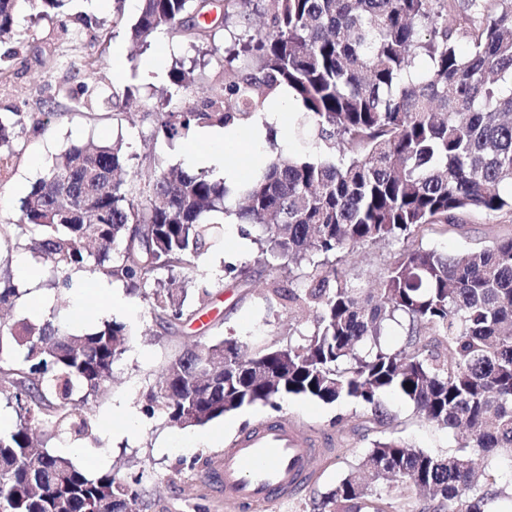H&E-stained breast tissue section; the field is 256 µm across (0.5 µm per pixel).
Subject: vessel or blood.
Instances as JSON below:
<instances>
[{
  "label": "vessel or blood",
  "instance_id": "vessel-or-blood-1",
  "mask_svg": "<svg viewBox=\"0 0 512 512\" xmlns=\"http://www.w3.org/2000/svg\"><path fill=\"white\" fill-rule=\"evenodd\" d=\"M315 444L288 421L265 422L240 436L212 470L226 499L262 502L305 483Z\"/></svg>",
  "mask_w": 512,
  "mask_h": 512
}]
</instances>
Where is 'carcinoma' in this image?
Returning a JSON list of instances; mask_svg holds the SVG:
<instances>
[{
	"mask_svg": "<svg viewBox=\"0 0 512 512\" xmlns=\"http://www.w3.org/2000/svg\"><path fill=\"white\" fill-rule=\"evenodd\" d=\"M112 25L144 46L164 31L195 43L262 18L263 29L231 40L222 83L199 103L157 113L173 141L193 126L240 125L280 102L300 104L315 157L280 151L229 185L185 170L128 176L120 143L88 140L66 150L22 201L0 235V308L21 297L9 271L28 249L67 292L90 275L145 290L156 322L192 318L211 292L186 275L202 253L224 245V217L247 224L257 261L293 277L266 300L312 323L300 340L244 353L235 337L197 342L165 367L143 412L181 427L246 406L273 410L288 396L332 404L348 399L371 413L375 439L324 496L327 512H406L386 501L423 493L434 512H490L512 485L494 459L512 453V236L461 254L423 246L464 213H512V0H222L221 21L199 17L209 0H140ZM43 19L66 0H0V42L12 38L19 4ZM423 61L426 67L417 69ZM193 72L170 74L173 96ZM35 113H0V176L13 143L43 129ZM395 243L373 275L376 289L345 267L357 248ZM167 274V278L160 274ZM405 329L398 348L384 336ZM126 324L105 321L78 335L53 314L0 321V395L16 423L0 432V512H138L139 480L91 473L51 441L95 438L84 412L125 352ZM396 392L417 415L446 429L458 451L438 455L387 435L381 397ZM47 427L34 439L33 424Z\"/></svg>",
	"mask_w": 512,
	"mask_h": 512,
	"instance_id": "1",
	"label": "carcinoma"
}]
</instances>
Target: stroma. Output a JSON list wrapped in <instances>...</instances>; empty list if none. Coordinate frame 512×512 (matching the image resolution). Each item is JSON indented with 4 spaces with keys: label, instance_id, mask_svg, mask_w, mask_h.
Instances as JSON below:
<instances>
[{
    "label": "stroma",
    "instance_id": "obj_1",
    "mask_svg": "<svg viewBox=\"0 0 512 512\" xmlns=\"http://www.w3.org/2000/svg\"><path fill=\"white\" fill-rule=\"evenodd\" d=\"M227 43L224 35H217L211 52L201 56L190 43L159 33L148 48H136L123 36L113 35L112 13L97 0H78L73 10L39 21L31 19L29 9H21L14 38L0 43V56L10 58V72L0 80V113L41 112L45 127L15 146L11 174L0 184V224L16 221L21 199L74 143L123 140L135 175L148 173L151 155L167 169L204 170L195 161L212 146L204 128H191L171 142L157 132L154 114L161 109L173 67H194L192 99H201L219 83ZM93 80L100 81L110 102L90 112L81 105V86ZM116 112L123 113V122L113 121ZM275 146L295 156L310 152L307 144L289 135L287 123H268L260 142L252 144L245 157L261 158ZM511 234L512 214H465L459 227L431 235L425 244L445 252L464 251ZM256 256V244L243 238L237 225L225 224L223 247L200 256L193 272L200 285L212 288L217 296L199 318L175 330L155 323L144 292L106 284V292L123 301L112 308L104 295L83 300L75 291L55 294L48 275L40 277L39 288L45 291L50 309L62 318L76 317L80 302L91 305L90 319L76 318V332L111 320L130 328L127 350L115 363L104 394L92 405L99 424L96 441L66 444L62 450L87 471L116 467L122 476L139 477L140 512H315L325 493L372 443L367 411L347 401L325 404L288 397L276 410L249 406L186 428L143 415L146 393L156 388L166 365L192 344L234 336L255 349L287 340L294 314L287 306L268 304L265 296L273 286L288 282L278 271L256 263ZM229 261L246 263L244 277L225 275ZM382 404L392 418L393 436L436 454L454 450L447 431L422 422L412 403L401 395L386 394ZM283 419L306 428L324 443L313 456L308 480L295 492L268 502L225 500L207 474L206 460L223 455L235 438L259 423Z\"/></svg>",
    "mask_w": 512,
    "mask_h": 512
}]
</instances>
